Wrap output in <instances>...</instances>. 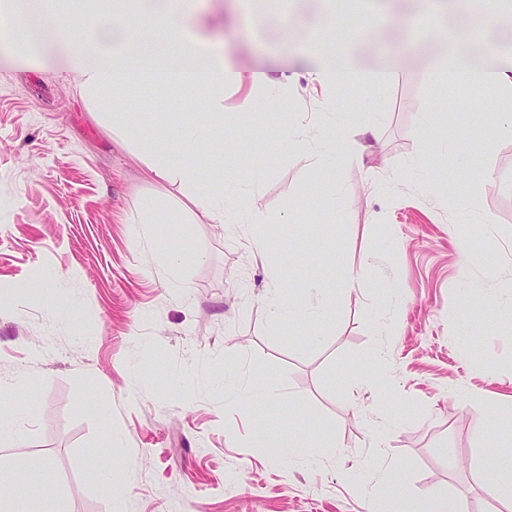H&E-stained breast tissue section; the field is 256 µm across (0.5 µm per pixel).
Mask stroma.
<instances>
[{
	"label": "stroma",
	"instance_id": "1",
	"mask_svg": "<svg viewBox=\"0 0 512 512\" xmlns=\"http://www.w3.org/2000/svg\"><path fill=\"white\" fill-rule=\"evenodd\" d=\"M420 0H269L262 23L225 5L206 36L244 74L284 78L295 112L328 114L354 159L338 174L275 131L286 111L237 116L224 136L238 198L264 225L234 230L184 211L180 184L154 181L140 151L94 115L69 75L76 45L35 40L38 69L0 67V402L22 420L0 463H49L34 501L65 512H384L383 480L451 495L465 512H512L483 489L492 406L512 404V90L421 76L444 53ZM473 27L445 0L438 22L465 54L512 55V6ZM344 41L376 90L311 83L310 38ZM144 136L176 131L192 107L143 93L126 101ZM375 135H366V127ZM492 142L471 165L460 151ZM179 223L139 232L145 206ZM266 254L253 245L256 234ZM479 237L483 250L471 245ZM183 253L172 284L161 248ZM355 282L345 286V274ZM47 293L41 305L19 284ZM335 290L326 320L272 328L269 302ZM263 383L266 398L244 391ZM336 436L330 458H287L296 426ZM115 458L104 488L89 463Z\"/></svg>",
	"mask_w": 512,
	"mask_h": 512
}]
</instances>
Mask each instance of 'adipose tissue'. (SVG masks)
<instances>
[{
	"label": "adipose tissue",
	"instance_id": "1",
	"mask_svg": "<svg viewBox=\"0 0 512 512\" xmlns=\"http://www.w3.org/2000/svg\"><path fill=\"white\" fill-rule=\"evenodd\" d=\"M127 0H58L67 9V24L60 27L62 38L80 44L75 70L81 94L91 100L104 118L120 126L151 161L157 182H180L187 198L201 210L210 223L231 224L238 216L247 223H263L255 211L238 212L224 202V179L201 176L194 165L200 145L215 144L224 131V94L232 85L250 84L251 92L242 109H280L287 98L268 96V89L281 86V79L263 74L247 76L228 63L223 50L211 47L196 36L203 21L191 7V0H153L142 10L130 13ZM49 0H32L25 15L14 9L0 11V46L11 47L21 38L33 39L34 33L50 17ZM316 66L311 81L327 85L336 76L353 77L351 59L342 45L333 39L313 44ZM433 83L467 78L477 83H495L512 88V65L476 68L467 56L450 50L427 72ZM162 84L184 99L197 100L201 111L191 113L179 140L146 138L139 131L134 115L103 98L104 90L120 93L131 86ZM36 475L0 465V512H35L27 494ZM393 512H462L453 497H412L401 478L385 483Z\"/></svg>",
	"mask_w": 512,
	"mask_h": 512
}]
</instances>
